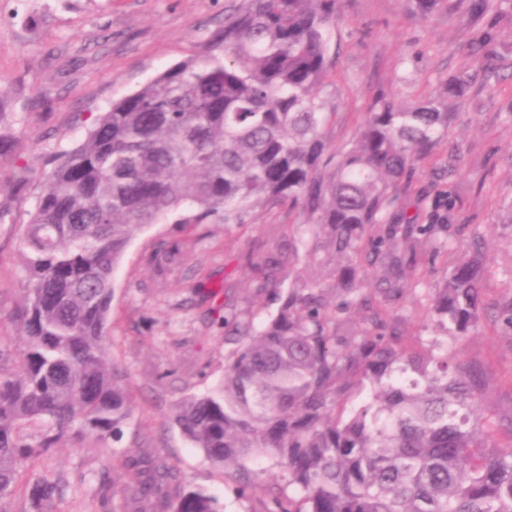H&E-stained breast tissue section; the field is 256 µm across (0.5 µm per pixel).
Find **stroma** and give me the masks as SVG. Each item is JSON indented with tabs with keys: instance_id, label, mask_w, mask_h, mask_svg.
Masks as SVG:
<instances>
[{
	"instance_id": "obj_1",
	"label": "stroma",
	"mask_w": 512,
	"mask_h": 512,
	"mask_svg": "<svg viewBox=\"0 0 512 512\" xmlns=\"http://www.w3.org/2000/svg\"><path fill=\"white\" fill-rule=\"evenodd\" d=\"M234 0H0V351L21 343L14 318L25 279L21 235L57 152L75 146L95 116L164 69L201 55ZM337 89L328 108L362 112L378 94L408 104L437 96L443 82L471 77L449 100L448 133L431 165L407 181V216L442 210L449 247L431 273L442 281L461 253L481 252L483 314L457 348L489 379L484 413L512 416V332L496 313L512 304V0L482 19L466 10L420 14L413 0H341L334 30ZM480 44L479 53L469 44ZM25 175V190L14 179ZM287 211L243 224H156L131 241L114 272L109 318L112 357L128 372L136 410L111 449L56 448L41 473L60 488L55 512H112V483L124 482L119 456L146 449L188 488L217 497L224 512H247L237 484L193 448L172 421L174 405L208 392L237 344L220 314L251 311L255 326L280 309L295 280L332 285L327 265L289 260ZM282 258L269 287L257 264ZM408 344L429 342L422 290L392 297Z\"/></svg>"
}]
</instances>
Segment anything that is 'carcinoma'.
Listing matches in <instances>:
<instances>
[{
    "label": "carcinoma",
    "mask_w": 512,
    "mask_h": 512,
    "mask_svg": "<svg viewBox=\"0 0 512 512\" xmlns=\"http://www.w3.org/2000/svg\"><path fill=\"white\" fill-rule=\"evenodd\" d=\"M423 14L495 0H414ZM339 0H238L200 57L164 70L110 104L84 140L60 151L24 226L26 280L16 318L17 371L0 368V503L24 487L33 512L56 499L37 473L66 441L104 445L133 417L128 374L110 356L113 273L131 240L153 224H243L288 206L341 261L340 302L298 283L259 329L224 318L241 338L224 378L189 397L172 421L212 466L236 478L249 512H512V418L481 412L489 380L457 352L401 343L398 319L374 299L426 286L436 325L461 339L482 309L481 265L462 256L430 287L421 244L448 250L442 225L400 212L401 182L448 132L447 99L398 106L379 96L365 112H330L322 91L335 69ZM354 137L337 143L348 123ZM387 261L395 279L372 285ZM366 327L336 332V312ZM502 430L505 444L491 433ZM279 477L254 495L251 461ZM127 480L112 496L127 512H222L216 497L184 489L164 463L145 475L124 453Z\"/></svg>",
    "instance_id": "carcinoma-1"
}]
</instances>
